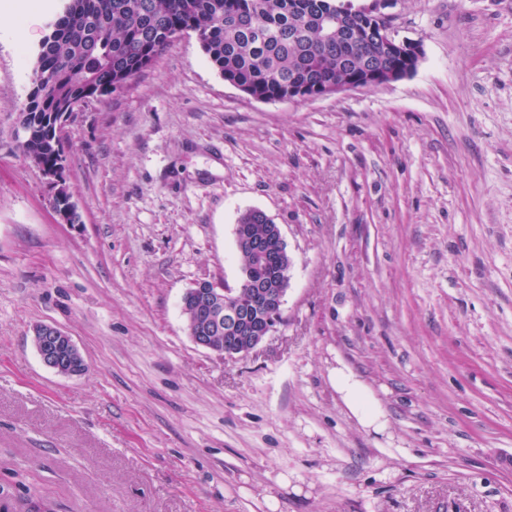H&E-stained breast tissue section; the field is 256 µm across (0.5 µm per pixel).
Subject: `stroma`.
Segmentation results:
<instances>
[{
	"instance_id": "35a3bbf8",
	"label": "stroma",
	"mask_w": 512,
	"mask_h": 512,
	"mask_svg": "<svg viewBox=\"0 0 512 512\" xmlns=\"http://www.w3.org/2000/svg\"><path fill=\"white\" fill-rule=\"evenodd\" d=\"M399 81L258 101L195 35L65 127L60 223L16 117L39 43L0 34V476L54 512H512V0H390ZM280 224L283 322L228 359L180 302ZM72 336L62 376L36 325ZM363 380V428L331 381ZM37 353L43 365L65 376L83 374L84 358L72 336L54 324L34 328ZM331 380L344 404L363 427L372 428L376 432L385 429L386 419L383 411L353 372L342 366L336 367L331 374Z\"/></svg>"
}]
</instances>
